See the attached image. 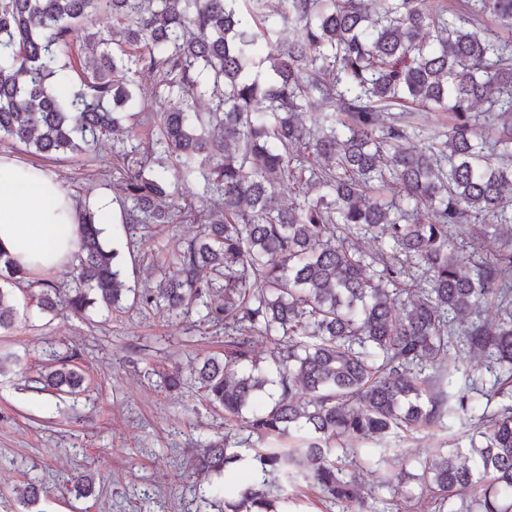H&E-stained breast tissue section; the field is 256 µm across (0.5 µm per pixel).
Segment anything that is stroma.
<instances>
[{"label": "stroma", "instance_id": "stroma-1", "mask_svg": "<svg viewBox=\"0 0 512 512\" xmlns=\"http://www.w3.org/2000/svg\"><path fill=\"white\" fill-rule=\"evenodd\" d=\"M15 155L54 173L73 198L120 193L96 158L59 163L20 149ZM198 231L194 224L158 228L142 250L171 259ZM17 308L15 326L0 332V353L16 360L0 373V512H217L208 500L211 489L221 486L234 496L236 481L196 473L188 464L192 448L225 432L222 413L202 400L190 379L197 358L223 353V334L211 332L195 313L171 319L157 311L95 308L82 319L64 309L38 314L22 297ZM49 342L79 353L87 380L76 400L33 387ZM174 369L187 379L177 391L161 379ZM469 424L468 415H451L412 439L393 435L369 447L422 460L440 448L466 447ZM33 473L47 486L35 509L17 493ZM86 473L96 478L95 492L80 497L72 482Z\"/></svg>", "mask_w": 512, "mask_h": 512}]
</instances>
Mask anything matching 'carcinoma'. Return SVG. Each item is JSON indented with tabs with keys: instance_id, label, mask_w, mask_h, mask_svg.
Instances as JSON below:
<instances>
[{
	"instance_id": "obj_1",
	"label": "carcinoma",
	"mask_w": 512,
	"mask_h": 512,
	"mask_svg": "<svg viewBox=\"0 0 512 512\" xmlns=\"http://www.w3.org/2000/svg\"><path fill=\"white\" fill-rule=\"evenodd\" d=\"M426 0H0V144L55 161L93 152L120 179L122 223L198 224L199 238L161 263L154 288L125 285V261L103 243L111 218L79 203V252L66 288L0 253V331L17 320L14 288L41 313L76 316L158 308L201 314L224 328V357L195 371L205 402L257 444L255 477L219 512H278L311 490L350 508L354 443L384 441L443 424L445 386L463 355L512 391V238L489 257L455 244L512 224V0H466V10L424 9ZM104 9L122 39L94 30ZM297 28L283 43L278 26ZM497 29H492V26ZM80 85H71L68 72ZM156 76L144 103L149 145L117 147L138 99L135 76ZM324 109L302 119L311 99ZM208 101V111L196 103ZM488 102L498 136H484L477 102ZM448 113L436 129L417 112ZM177 182H172L169 172ZM199 183L202 193L178 186ZM221 198L218 210L201 198ZM386 237L390 253L367 255L348 239ZM371 263L379 268L367 273ZM422 270L417 277L411 272ZM222 296L214 305L211 296ZM497 299L502 314L483 316ZM270 344L253 353L255 337ZM37 382L57 399L83 390L79 354H48ZM469 448L437 452L399 476L419 493L359 501L369 512H512V403L473 417ZM244 459L228 439L196 450L190 465L223 472ZM46 493L29 476L26 506Z\"/></svg>"
}]
</instances>
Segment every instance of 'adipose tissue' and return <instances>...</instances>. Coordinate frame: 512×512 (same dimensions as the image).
<instances>
[{"label": "adipose tissue", "instance_id": "adipose-tissue-1", "mask_svg": "<svg viewBox=\"0 0 512 512\" xmlns=\"http://www.w3.org/2000/svg\"><path fill=\"white\" fill-rule=\"evenodd\" d=\"M77 210L48 170L0 154V252L30 272L71 264L79 251Z\"/></svg>", "mask_w": 512, "mask_h": 512}]
</instances>
